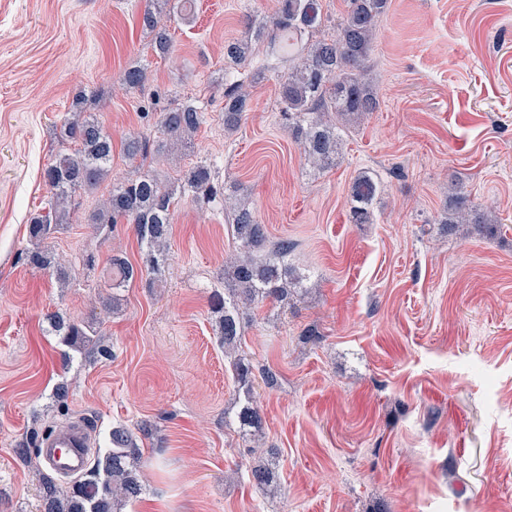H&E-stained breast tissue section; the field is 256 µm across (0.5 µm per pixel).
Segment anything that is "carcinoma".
Listing matches in <instances>:
<instances>
[{"mask_svg": "<svg viewBox=\"0 0 512 512\" xmlns=\"http://www.w3.org/2000/svg\"><path fill=\"white\" fill-rule=\"evenodd\" d=\"M391 0H345L343 12L336 18L334 34L324 32L323 0H277L270 16H247L241 38L225 46L224 55L233 64L245 68L256 47L264 56L283 64L280 74L282 116L303 146L313 168L324 171L335 167L342 157L343 132L353 122L376 108L372 86L364 72L373 50L379 19ZM191 0H148L141 14L142 27L154 33L153 51L160 57L175 51L172 36L159 25L157 14L166 12L178 25L186 19ZM148 81L143 66L129 68L123 76L127 88L141 90ZM246 80L224 74V129L233 132L248 111ZM72 116L64 119L58 137L71 141L76 149L62 150L47 163L43 179L49 193L48 210L29 220L32 247L25 249L24 260L38 271L56 273L60 281H69L75 269L56 265L41 243L70 223L69 201L82 189H92L112 171V137L97 113L86 107V96L79 93L71 103ZM205 113L189 98L173 108L152 114L143 113L146 127L130 134L124 152L130 159L147 160L150 153L171 154L191 143V137L203 124ZM380 187L369 172L358 174L350 186V221L373 222V203ZM190 197L197 204L224 200L240 252L224 266V292L210 297L212 311L218 315L220 342L229 354L242 336L239 307L270 301L283 303L297 288L299 278L285 263L289 245L272 243L269 255L257 261L251 249L267 242L264 225L258 223L246 204L225 194L215 182L209 164L202 162L185 171L175 181H164L151 171L112 184L102 205L91 217L96 229H111L131 224L143 248V266L136 268L124 260L111 259L109 274L112 288H125L137 277L150 276L154 284L161 275L173 211L179 199ZM455 211L447 224L468 222L467 197L452 194ZM51 331L60 343L74 351H84L95 343L96 328L91 324L67 321L59 314L48 318ZM236 418L243 427H259L258 407L250 398L239 405ZM142 452L134 433L125 426L112 428L108 444L94 453L92 467L81 477L62 486L38 472L40 512H124L143 494ZM258 487L272 485L271 469L262 464L251 469Z\"/></svg>", "mask_w": 512, "mask_h": 512, "instance_id": "cac0c4a2", "label": "carcinoma"}]
</instances>
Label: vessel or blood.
<instances>
[{
    "label": "vessel or blood",
    "mask_w": 512,
    "mask_h": 512,
    "mask_svg": "<svg viewBox=\"0 0 512 512\" xmlns=\"http://www.w3.org/2000/svg\"><path fill=\"white\" fill-rule=\"evenodd\" d=\"M88 451V430L79 420L47 433L40 444V454L46 464L65 477H76L86 470Z\"/></svg>",
    "instance_id": "vessel-or-blood-1"
}]
</instances>
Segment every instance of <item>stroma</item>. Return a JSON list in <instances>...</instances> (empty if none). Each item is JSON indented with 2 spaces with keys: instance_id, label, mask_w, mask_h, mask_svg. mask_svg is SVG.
<instances>
[{
  "instance_id": "obj_1",
  "label": "stroma",
  "mask_w": 512,
  "mask_h": 512,
  "mask_svg": "<svg viewBox=\"0 0 512 512\" xmlns=\"http://www.w3.org/2000/svg\"><path fill=\"white\" fill-rule=\"evenodd\" d=\"M144 6L0 0V512H39L40 441L75 418L95 448L112 427L136 433L146 490L127 512H512V0H391L366 72L377 109L328 171L303 161L275 71L224 130V46L276 0H197L169 27L172 60L154 53ZM139 64L148 83L126 89ZM78 93L112 136L114 181L137 170L123 142L142 113L199 100L191 148L154 171L214 163L269 240L291 242L301 293L250 313L238 347L256 376L254 435L236 421L243 391L210 309L237 246L222 205L182 199L162 280L117 298L110 257L142 255L131 225L90 224L105 186L77 191L71 224L47 241L75 280L24 262L28 220L48 197L41 172ZM362 171L381 183L371 224L349 221ZM454 183L497 216L495 235L445 223ZM53 312L93 323L99 342L61 346ZM310 326L319 338L302 342ZM260 463L277 493L251 482Z\"/></svg>"
}]
</instances>
